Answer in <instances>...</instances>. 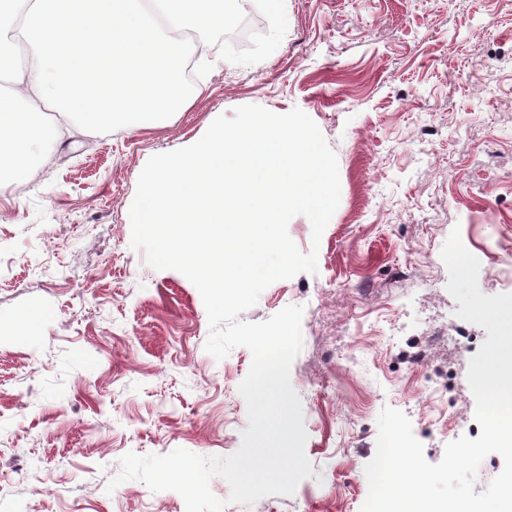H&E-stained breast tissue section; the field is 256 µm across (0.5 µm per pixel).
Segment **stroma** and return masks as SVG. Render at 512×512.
<instances>
[{
	"mask_svg": "<svg viewBox=\"0 0 512 512\" xmlns=\"http://www.w3.org/2000/svg\"><path fill=\"white\" fill-rule=\"evenodd\" d=\"M276 53L213 68L183 110L107 134L72 125L26 189L0 185V512H186L139 480L130 452L227 456L242 445L252 353L205 350L208 316L180 272L131 246L148 159L255 104L300 108L338 160L320 242L288 234L316 273L271 284L241 320L304 308L290 371L314 474L290 495L224 512H361L378 416L404 412L424 456L481 432L468 366L486 331L459 319L442 248L452 230L487 295L512 286V0H287ZM44 314L37 330L24 313Z\"/></svg>",
	"mask_w": 512,
	"mask_h": 512,
	"instance_id": "obj_1",
	"label": "stroma"
}]
</instances>
